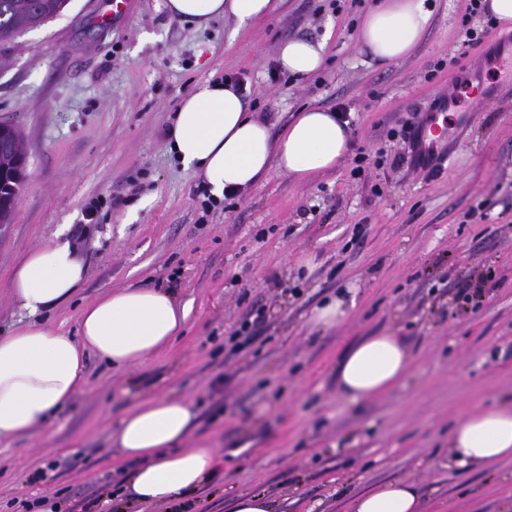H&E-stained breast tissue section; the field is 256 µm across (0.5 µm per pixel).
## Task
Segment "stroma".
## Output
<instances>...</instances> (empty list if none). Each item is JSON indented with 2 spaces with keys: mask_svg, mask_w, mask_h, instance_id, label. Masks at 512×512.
Returning a JSON list of instances; mask_svg holds the SVG:
<instances>
[{
  "mask_svg": "<svg viewBox=\"0 0 512 512\" xmlns=\"http://www.w3.org/2000/svg\"><path fill=\"white\" fill-rule=\"evenodd\" d=\"M374 2L318 16L317 0H283L254 25L219 17L199 29L164 0H128L118 15L108 0H69L0 45V121L22 129L28 153L13 221L0 224V336L25 323L12 268L64 224L84 230L86 276L46 325L76 335L86 304L124 288H166L190 308L181 336L143 363L88 356L84 387L51 422L0 445V512L38 498L99 512L94 491L132 470L111 434L145 395L193 402L186 445L206 443L221 468L198 490L127 512H226L248 492L287 500L288 512H345L353 495L399 478L416 485L422 512L512 506L511 458L460 468L448 448L467 413L512 403V82L481 65L512 30L475 17L481 45L435 72L463 41L467 0H430L422 41L381 64L357 40ZM295 38L327 43L322 70L301 80L275 70L279 44ZM238 72L247 110L274 135L300 109L346 107L367 179L352 176V155L306 182L274 168L203 214L200 179L165 130L196 83ZM448 95L457 106L433 110ZM410 121L448 133L427 167L396 162L404 145L389 132ZM351 287L344 322L312 323ZM246 319L254 339L240 349L231 336ZM385 333L411 350L408 376L347 401L342 354Z\"/></svg>",
  "mask_w": 512,
  "mask_h": 512,
  "instance_id": "35a3bbf8",
  "label": "stroma"
}]
</instances>
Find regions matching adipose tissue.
I'll use <instances>...</instances> for the list:
<instances>
[{
    "label": "adipose tissue",
    "instance_id": "1",
    "mask_svg": "<svg viewBox=\"0 0 512 512\" xmlns=\"http://www.w3.org/2000/svg\"><path fill=\"white\" fill-rule=\"evenodd\" d=\"M165 8L199 28L219 17L245 27L275 5L273 0H165ZM431 24L426 0H379L363 17L358 40L373 59L390 63L408 55ZM277 59L282 70L309 76L323 66L324 45L287 40ZM169 144L176 159L220 197L255 184L273 167L298 181L336 169L349 150V133L337 112L311 107L271 136L230 85L207 81L182 102ZM85 274L76 245L63 231L13 268L11 293L30 321L0 336V443L28 437L50 422L81 389L88 354L126 368L151 358L182 333L189 307L158 288H127L87 304L77 335L47 326L43 315L70 302ZM411 363L397 337L369 336L343 354L337 386L350 400L366 401L397 385ZM195 419L191 403L169 395L144 399L126 412L111 437L126 459L139 462L122 491L125 500L164 503L202 484L216 460L211 448L186 447ZM449 446L461 468L511 458L512 407L465 415L452 428ZM347 512H421V504L415 485L398 479L354 496Z\"/></svg>",
    "mask_w": 512,
    "mask_h": 512
}]
</instances>
